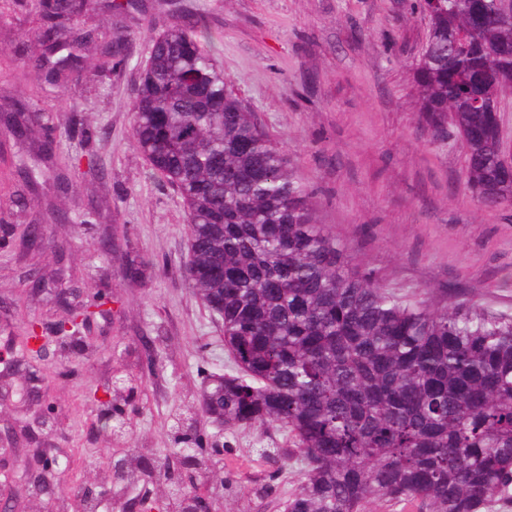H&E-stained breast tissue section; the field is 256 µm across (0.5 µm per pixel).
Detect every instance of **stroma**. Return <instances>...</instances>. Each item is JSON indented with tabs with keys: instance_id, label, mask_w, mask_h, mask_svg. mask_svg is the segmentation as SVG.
Returning a JSON list of instances; mask_svg holds the SVG:
<instances>
[{
	"instance_id": "35a3bbf8",
	"label": "stroma",
	"mask_w": 512,
	"mask_h": 512,
	"mask_svg": "<svg viewBox=\"0 0 512 512\" xmlns=\"http://www.w3.org/2000/svg\"><path fill=\"white\" fill-rule=\"evenodd\" d=\"M107 10L93 0L86 20L100 41L115 32L130 41L131 60L111 71L85 67L64 92L31 96V81L12 75L15 51H28L39 26L33 12L0 0V112L32 99L34 109L74 107L91 133L77 144L56 134L45 160L33 145L0 132V456L12 459L0 489L27 482L34 455L58 458L62 494L49 512H72L73 499L113 460L152 458L165 470L183 442L175 415L195 409V437H219L220 453L196 492L211 512H286L302 481L299 462L285 460L288 435L277 427L218 433L200 410L211 377L231 360L224 333L183 278L189 231L182 197L153 174L131 139V102L149 55V22L205 25L236 93L287 153L312 192L318 223L378 270L392 290L437 298L458 295L512 313V208L475 202L465 184L466 156L454 140L435 141L422 120L415 67L429 35L416 0H121ZM82 167L68 196L54 173L72 157ZM32 174L29 189L12 177ZM23 191L25 207L12 206ZM95 209L94 225L53 224L52 211ZM45 224L35 247L25 225ZM113 238L107 258L99 238ZM141 274L129 278L130 265ZM41 276L44 288L31 291ZM112 294L111 320L96 319L85 352L63 351L39 379L17 358L24 321L63 318L55 292ZM137 381L126 408L129 427L112 439L94 394L110 381L117 359ZM163 478L123 477L111 503H144L167 512Z\"/></svg>"
}]
</instances>
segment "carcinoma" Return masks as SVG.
<instances>
[{"instance_id": "cac0c4a2", "label": "carcinoma", "mask_w": 512, "mask_h": 512, "mask_svg": "<svg viewBox=\"0 0 512 512\" xmlns=\"http://www.w3.org/2000/svg\"><path fill=\"white\" fill-rule=\"evenodd\" d=\"M92 0H31L36 49L15 70L40 90L69 81L45 55L96 39ZM431 33L416 67L420 112L435 138L461 137L467 188L512 207L499 116L486 100L512 86V23L497 0H421ZM114 34L101 68L125 65ZM16 104L10 134L32 136ZM133 142L186 205L183 274L220 322L234 370L203 393L225 425L276 426L303 464L287 512H366L380 500L428 512L512 504V313L464 299L409 298L317 222L311 192L219 68L202 30L156 33L131 105ZM38 150L54 155L62 115L43 110ZM58 224L91 225L94 213ZM56 337L27 323L23 352L49 360Z\"/></svg>"}]
</instances>
